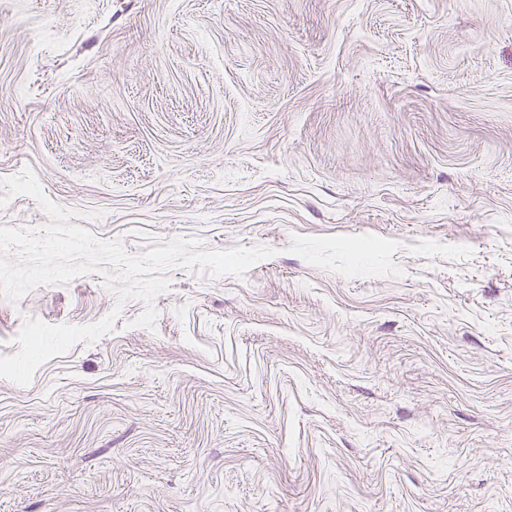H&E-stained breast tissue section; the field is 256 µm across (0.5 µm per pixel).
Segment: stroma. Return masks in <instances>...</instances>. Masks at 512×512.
Wrapping results in <instances>:
<instances>
[{
    "label": "stroma",
    "mask_w": 512,
    "mask_h": 512,
    "mask_svg": "<svg viewBox=\"0 0 512 512\" xmlns=\"http://www.w3.org/2000/svg\"><path fill=\"white\" fill-rule=\"evenodd\" d=\"M27 168L274 254L0 298V512H512V0H0Z\"/></svg>",
    "instance_id": "obj_1"
}]
</instances>
